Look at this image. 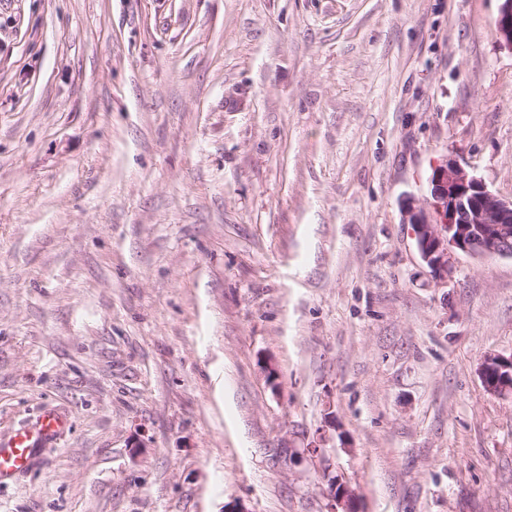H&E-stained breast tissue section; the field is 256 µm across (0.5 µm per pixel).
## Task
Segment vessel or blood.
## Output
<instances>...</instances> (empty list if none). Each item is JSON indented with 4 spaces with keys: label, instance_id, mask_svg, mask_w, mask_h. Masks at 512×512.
<instances>
[{
    "label": "vessel or blood",
    "instance_id": "obj_1",
    "mask_svg": "<svg viewBox=\"0 0 512 512\" xmlns=\"http://www.w3.org/2000/svg\"><path fill=\"white\" fill-rule=\"evenodd\" d=\"M64 415L46 411L33 426H23L8 437H0V480L26 471L38 452L66 428Z\"/></svg>",
    "mask_w": 512,
    "mask_h": 512
}]
</instances>
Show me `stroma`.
I'll return each mask as SVG.
<instances>
[{
  "instance_id": "obj_1",
  "label": "stroma",
  "mask_w": 512,
  "mask_h": 512,
  "mask_svg": "<svg viewBox=\"0 0 512 512\" xmlns=\"http://www.w3.org/2000/svg\"><path fill=\"white\" fill-rule=\"evenodd\" d=\"M498 6L0 0V512H512V258L406 217L512 198ZM430 212L408 205L406 214L421 258L434 274L451 273L450 253L472 258L512 257V199L494 193L453 157L430 179ZM480 376L487 393L494 396H512V356H488L484 359ZM66 426L64 415L44 411L33 426H23L8 437H0V480L26 471L38 452L54 441Z\"/></svg>"
}]
</instances>
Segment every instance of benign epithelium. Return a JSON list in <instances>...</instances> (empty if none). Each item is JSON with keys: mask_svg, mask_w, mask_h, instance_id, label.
<instances>
[{"mask_svg": "<svg viewBox=\"0 0 512 512\" xmlns=\"http://www.w3.org/2000/svg\"><path fill=\"white\" fill-rule=\"evenodd\" d=\"M493 36L512 51V0H500ZM406 214L420 256L435 274L451 273L453 251L476 259L512 257V199L488 189L453 157L433 169L428 208L410 205ZM480 376L487 393L512 396V356L486 357Z\"/></svg>", "mask_w": 512, "mask_h": 512, "instance_id": "1", "label": "benign epithelium"}]
</instances>
